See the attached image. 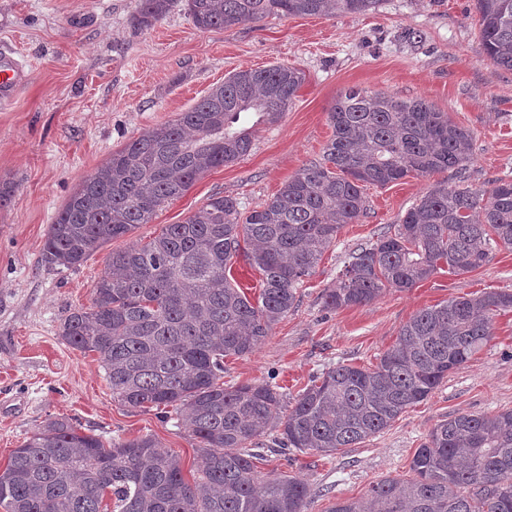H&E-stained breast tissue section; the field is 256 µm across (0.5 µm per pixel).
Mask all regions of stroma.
Segmentation results:
<instances>
[{
	"mask_svg": "<svg viewBox=\"0 0 512 512\" xmlns=\"http://www.w3.org/2000/svg\"><path fill=\"white\" fill-rule=\"evenodd\" d=\"M139 0H0V52L26 76L9 106L0 105V466L48 416L77 419L104 442L155 438L176 452L183 475H199L197 441L156 409H130L112 390L94 354L73 349L60 327L91 304L112 252L182 223L210 196L236 197L249 210L319 159L332 135L328 112L350 89L425 99L471 130L466 185L512 178V71L493 66L479 40L474 0H382L365 14L270 16L210 31L197 29L182 0L150 28L136 25ZM284 65L305 80L282 119L253 127L252 149L214 169L151 223L112 240L82 265L41 261L50 224L82 178L130 138L173 120L212 86L243 69ZM409 177L366 189L367 213L341 228L298 302L252 353L224 360V381L272 382L289 395L341 364L377 365L400 328L443 301L512 292V248L471 273L439 272L414 288L390 290L367 305L326 309L322 294L356 251L399 223L431 185ZM512 409V311L495 316L492 339L450 372L423 402L383 433L332 457L281 454L265 437L257 462L309 487L308 512L356 499L386 477H410L416 448L458 414Z\"/></svg>",
	"mask_w": 512,
	"mask_h": 512,
	"instance_id": "obj_1",
	"label": "stroma"
}]
</instances>
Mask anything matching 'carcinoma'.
Masks as SVG:
<instances>
[{
    "label": "carcinoma",
    "instance_id": "cac0c4a2",
    "mask_svg": "<svg viewBox=\"0 0 512 512\" xmlns=\"http://www.w3.org/2000/svg\"><path fill=\"white\" fill-rule=\"evenodd\" d=\"M381 0H185L202 30L243 19L365 14ZM173 0H140L149 28ZM486 58L512 71V0H475ZM291 66L240 70L191 108L129 140L87 175L49 225L42 259L75 268L106 243L149 224L201 176L252 147L236 130L243 112L274 124L304 82ZM333 129L320 159L248 212L213 195L180 224L109 256L87 308L71 312L61 336L97 355L112 399L131 408L183 410L198 441L199 478L186 482L177 455L145 436L103 441L67 417L50 416L0 469L3 512H307L305 482L262 476L247 448L276 430L280 452L323 457L383 432L426 400L448 373L493 336L512 292L456 297L417 312L372 368L340 364L291 405L277 386L224 383V358L253 352L270 325L298 301L338 231L366 214V187L429 177L471 161L473 133L424 99L349 90L328 112ZM512 246V179L486 189L433 183L393 230L352 253L325 307L366 305L408 291L442 267L463 275ZM244 256L262 275L257 302L230 282ZM412 477L384 478L359 499L325 512H512V410L460 414L416 449Z\"/></svg>",
    "mask_w": 512,
    "mask_h": 512
}]
</instances>
